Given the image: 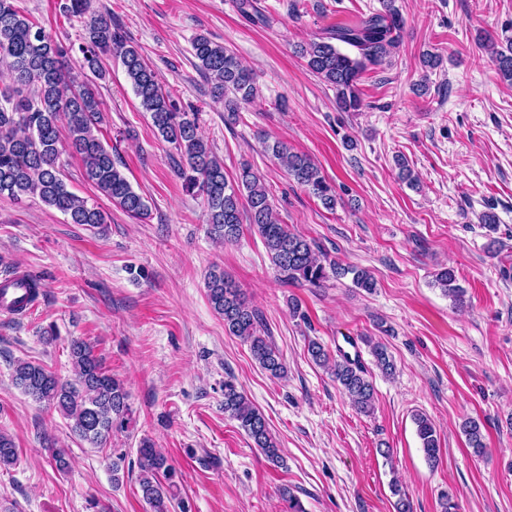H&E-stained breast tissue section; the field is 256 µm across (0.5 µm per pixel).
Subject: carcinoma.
<instances>
[{
  "instance_id": "obj_1",
  "label": "carcinoma",
  "mask_w": 512,
  "mask_h": 512,
  "mask_svg": "<svg viewBox=\"0 0 512 512\" xmlns=\"http://www.w3.org/2000/svg\"><path fill=\"white\" fill-rule=\"evenodd\" d=\"M16 0H0V63L9 73V83L0 87V195L19 200L23 196L38 198L44 205L67 216L72 224L107 223L101 209L88 205L66 181L65 151L80 158L83 177L111 202L135 218L148 215L149 205L136 192L104 144L99 129L101 102L95 80L105 76L102 57L114 54L121 60L132 89L142 109L150 113L159 136L180 149L185 165L180 168L187 191L204 197L208 213L209 234L216 240L233 242L243 233L242 218H247L262 238L271 262L285 282L318 287L332 273L353 275L357 287L371 292L376 288L373 277L364 269L324 265L314 242L298 235L276 219L271 197L261 178L247 164L241 166L233 180L224 172V162L213 154L199 133L198 113L185 112L164 92L155 70L138 48L102 14L89 12V0H65L66 16L80 20L83 41L78 46L81 57L74 61L79 75L73 74L68 61L71 50L58 43L44 27L21 13ZM394 0H382L383 11L362 19L355 26H338L327 36L301 47L300 54L308 68L336 88V106L343 112H357L362 107L357 84L368 66H376L389 56L394 47L401 18ZM343 42L355 50L341 52L332 41ZM506 49L488 45L499 75L512 82V36L505 37ZM192 49L199 72L211 82V95L224 102L227 119L236 118L240 103L255 96L251 71L238 61L224 44L200 34ZM67 136L61 138V127ZM272 155L288 174L309 190L323 207L334 210L336 191L321 175L306 154L290 151L280 141L268 145ZM435 281L454 300L463 301L464 290L456 284L454 270L441 269ZM205 287L211 307L224 319L225 332L249 344L259 366L273 377L285 374L280 353L264 335L257 310L249 307L239 289L224 270H209ZM16 288L22 295L8 304L11 312L38 300L42 284L32 276L0 286V295ZM76 371L71 381L60 380L41 364L19 361L12 380L23 394L39 403L59 409L69 420L71 432L93 448H103L115 430L130 422L129 395L124 384L113 377L95 354L93 346L74 339L69 346ZM308 351L321 365H333V375L354 407L368 413L373 407L374 386L362 363L346 353L330 360V354L318 342ZM376 365L390 375L395 366L385 347L371 348ZM224 412L238 421L241 429L261 449L267 460L276 465L281 455L264 415L249 401L232 379L224 380ZM417 432L426 459L431 465L439 460L437 430L431 420L415 415ZM474 454L485 453L481 424L468 419L461 426ZM139 487L150 512H172L177 487L175 469L146 440L138 448ZM13 440L0 432V467L17 463Z\"/></svg>"
}]
</instances>
